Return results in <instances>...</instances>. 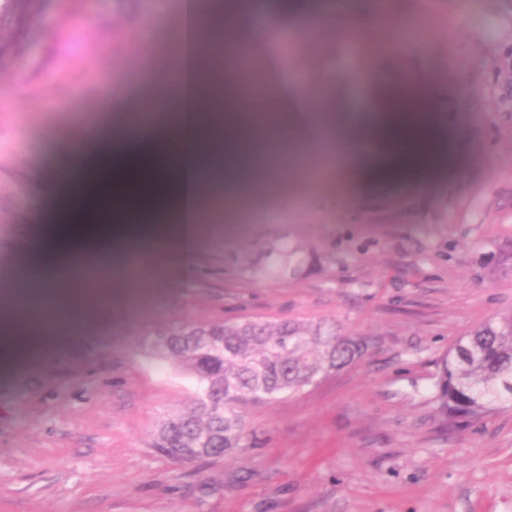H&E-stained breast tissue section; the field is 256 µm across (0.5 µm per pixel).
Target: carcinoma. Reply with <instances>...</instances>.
<instances>
[{
	"instance_id": "cac0c4a2",
	"label": "carcinoma",
	"mask_w": 512,
	"mask_h": 512,
	"mask_svg": "<svg viewBox=\"0 0 512 512\" xmlns=\"http://www.w3.org/2000/svg\"><path fill=\"white\" fill-rule=\"evenodd\" d=\"M372 10L396 24L393 38L417 48V33L405 27L409 13L398 0H371ZM299 249L271 247L261 276L296 270ZM143 345L189 375L196 397L191 408L164 419L155 448H198V455L226 454L242 445L249 403H270L296 394L320 376L354 362L364 352L360 336L336 333V323L257 319L218 324H171L146 332ZM435 400L452 431L488 413L512 407V313L481 324L443 360Z\"/></svg>"
}]
</instances>
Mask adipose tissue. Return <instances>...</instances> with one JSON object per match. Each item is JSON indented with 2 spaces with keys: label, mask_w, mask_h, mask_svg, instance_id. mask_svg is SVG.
<instances>
[{
  "label": "adipose tissue",
  "mask_w": 512,
  "mask_h": 512,
  "mask_svg": "<svg viewBox=\"0 0 512 512\" xmlns=\"http://www.w3.org/2000/svg\"><path fill=\"white\" fill-rule=\"evenodd\" d=\"M188 35L190 68L183 79L164 77L140 107L127 114L126 125L140 126L164 117L160 143L171 151V162L188 167L178 184H170L159 164H149L141 182L150 186L157 201L153 222L144 226L137 241L139 259L129 266L124 252H114L109 264L83 271L79 278L67 275L55 280H36L31 292L14 298L6 314L0 315V371L10 372L23 354L48 353L67 344L86 321L98 316L113 302L125 299L138 275L153 276L177 271L190 274V259L203 223L213 215L232 210L247 187L273 183L272 147L288 140H305L318 147L328 144V156L337 169L364 188L389 189L397 175L415 183L425 182L430 171L444 168L456 156L455 143L446 142L435 127L416 122L417 114L432 109L434 73L389 70L382 57L372 63L374 80L371 110L367 113L334 111V95L310 98L303 88L285 91L269 86L250 107H242V88L248 74L219 68L220 49L209 38L211 23L222 13L210 0H190ZM222 77L225 94L215 97L209 110L192 119L169 112L171 103L187 107L199 94V76ZM244 149L232 176L207 178L192 173L195 156L224 138V129L236 119ZM372 138L388 162L372 167L364 156L362 142Z\"/></svg>",
  "instance_id": "1"
}]
</instances>
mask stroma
Here are the masks:
<instances>
[{"label":"stroma","instance_id":"stroma-1","mask_svg":"<svg viewBox=\"0 0 512 512\" xmlns=\"http://www.w3.org/2000/svg\"><path fill=\"white\" fill-rule=\"evenodd\" d=\"M425 50L399 63L438 74L460 159L427 183L378 194L343 176L282 170L246 216L200 233L196 278H147L145 302L112 304L33 370L0 375V512H512V408L453 433L434 399L441 362L477 325L512 312V0H407ZM0 39V288L14 263L45 277L106 262L142 227L60 235L67 204L113 160L132 162L125 112L150 92L130 79L150 40L173 55L168 0H9ZM159 25L145 29V12ZM253 52L265 83H338L367 109L380 36L346 71L342 31L308 37L274 0ZM85 51L68 56L60 34ZM69 129L61 143L53 133ZM73 155L58 171V153ZM301 250L295 272L257 277L267 248ZM332 321L370 341L301 392L243 409L231 453L182 465L152 448L157 423L189 407L193 382L147 357L143 331L182 320Z\"/></svg>","mask_w":512,"mask_h":512}]
</instances>
